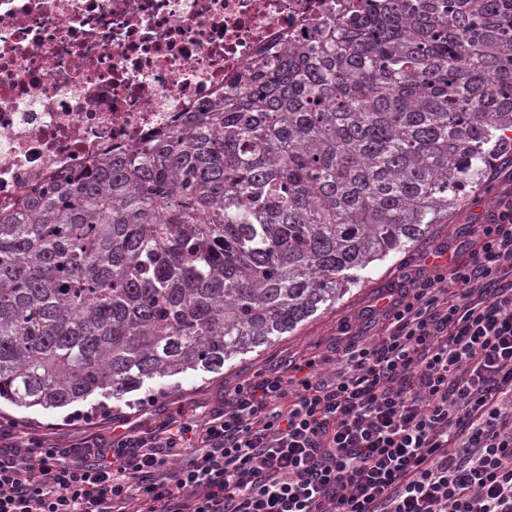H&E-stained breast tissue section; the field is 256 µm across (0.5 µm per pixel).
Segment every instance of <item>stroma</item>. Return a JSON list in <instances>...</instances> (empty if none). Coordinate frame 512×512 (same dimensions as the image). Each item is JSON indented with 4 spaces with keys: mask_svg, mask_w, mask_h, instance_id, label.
<instances>
[{
    "mask_svg": "<svg viewBox=\"0 0 512 512\" xmlns=\"http://www.w3.org/2000/svg\"><path fill=\"white\" fill-rule=\"evenodd\" d=\"M512 192V162L500 164L490 175L487 189L472 194L449 217L447 223L432 225L429 234L409 252L401 253L389 261L371 267L364 280L346 294L336 306L323 311L302 326L297 333L284 337L271 347L238 357L224 367L223 374L182 375L150 382L151 399L137 406L141 423L154 428L177 414L205 417L220 404L225 395L238 383L254 378L258 373L275 367L287 370L289 364L304 357L328 354L332 347L343 346L347 335L366 339L376 337L382 325L375 311L381 297L409 287L404 275L405 267H419L426 255L453 242L470 238L476 225L483 223L498 199ZM73 409L40 411L34 421L17 417L14 408L1 405L0 421L15 420L12 442L22 448L31 433L52 434L58 447L72 443L99 431L102 436L112 434L111 416H97L96 428L86 427L84 421L74 420Z\"/></svg>",
    "mask_w": 512,
    "mask_h": 512,
    "instance_id": "obj_1",
    "label": "stroma"
}]
</instances>
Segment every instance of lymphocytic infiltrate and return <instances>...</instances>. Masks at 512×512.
Segmentation results:
<instances>
[{
	"label": "lymphocytic infiltrate",
	"mask_w": 512,
	"mask_h": 512,
	"mask_svg": "<svg viewBox=\"0 0 512 512\" xmlns=\"http://www.w3.org/2000/svg\"><path fill=\"white\" fill-rule=\"evenodd\" d=\"M387 294L341 370L310 358L238 383L202 420H120L66 463L0 447V512H512V197Z\"/></svg>",
	"instance_id": "1"
}]
</instances>
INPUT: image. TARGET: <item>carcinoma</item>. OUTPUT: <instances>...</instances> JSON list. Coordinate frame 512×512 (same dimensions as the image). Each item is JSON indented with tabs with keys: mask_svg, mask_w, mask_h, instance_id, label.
<instances>
[{
	"mask_svg": "<svg viewBox=\"0 0 512 512\" xmlns=\"http://www.w3.org/2000/svg\"><path fill=\"white\" fill-rule=\"evenodd\" d=\"M175 128L0 214V401L220 374L419 243L512 152V0H332Z\"/></svg>",
	"mask_w": 512,
	"mask_h": 512,
	"instance_id": "1",
	"label": "carcinoma"
}]
</instances>
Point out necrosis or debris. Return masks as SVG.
Instances as JSON below:
<instances>
[{
    "mask_svg": "<svg viewBox=\"0 0 512 512\" xmlns=\"http://www.w3.org/2000/svg\"><path fill=\"white\" fill-rule=\"evenodd\" d=\"M326 0H0V210L141 144Z\"/></svg>",
    "mask_w": 512,
    "mask_h": 512,
    "instance_id": "4bbe7bcc",
    "label": "necrosis or debris"
}]
</instances>
